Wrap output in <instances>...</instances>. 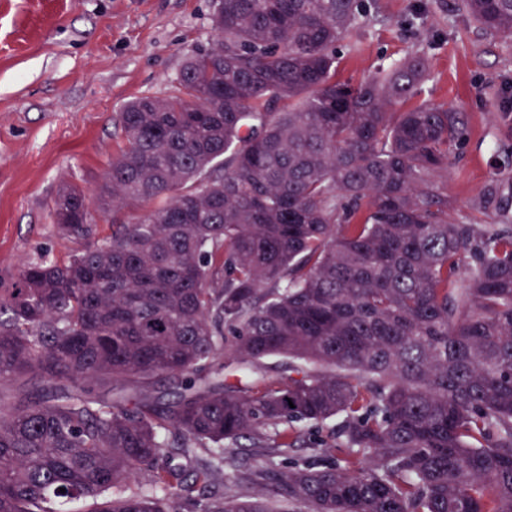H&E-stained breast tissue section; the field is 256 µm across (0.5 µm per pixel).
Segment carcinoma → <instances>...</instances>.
Wrapping results in <instances>:
<instances>
[{
	"mask_svg": "<svg viewBox=\"0 0 512 512\" xmlns=\"http://www.w3.org/2000/svg\"><path fill=\"white\" fill-rule=\"evenodd\" d=\"M458 7L512 38V0ZM364 18L361 0H214V44L119 113L107 197L58 190L85 248L0 292V512H512V220H448L463 116L406 106L423 51L336 80ZM225 357L288 375L245 390ZM334 417L343 463L257 469L255 497L196 454L271 456Z\"/></svg>",
	"mask_w": 512,
	"mask_h": 512,
	"instance_id": "obj_1",
	"label": "carcinoma"
}]
</instances>
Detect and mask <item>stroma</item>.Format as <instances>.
<instances>
[{
    "instance_id": "obj_1",
    "label": "stroma",
    "mask_w": 512,
    "mask_h": 512,
    "mask_svg": "<svg viewBox=\"0 0 512 512\" xmlns=\"http://www.w3.org/2000/svg\"><path fill=\"white\" fill-rule=\"evenodd\" d=\"M341 42L336 78L358 83L412 47L429 57L419 100L461 112L466 136L448 158L449 218L512 215V41L480 28L457 0H366ZM211 0H0V288L20 266L63 261L82 239L52 215L62 184L96 195L124 141L128 101L173 91L188 50L215 39ZM335 421L304 428L282 469L332 462ZM326 442L327 450L312 446ZM262 449L213 455L228 494L253 496Z\"/></svg>"
}]
</instances>
